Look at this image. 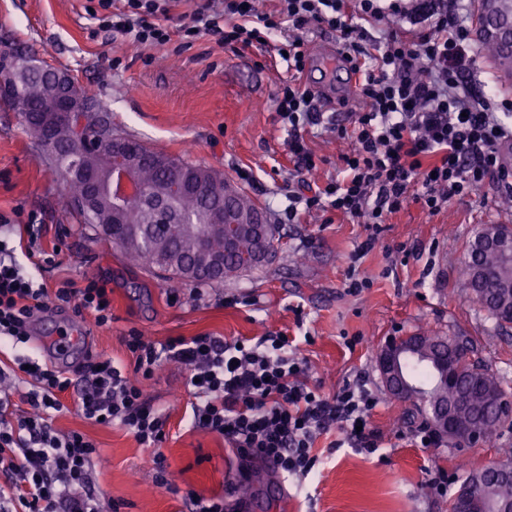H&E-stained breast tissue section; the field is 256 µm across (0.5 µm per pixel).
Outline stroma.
<instances>
[{
  "label": "stroma",
  "instance_id": "1",
  "mask_svg": "<svg viewBox=\"0 0 512 512\" xmlns=\"http://www.w3.org/2000/svg\"><path fill=\"white\" fill-rule=\"evenodd\" d=\"M87 0H0V50L23 44L37 60L66 72L95 95L115 124L157 149L181 154L212 168L264 208L278 225L280 247L269 262L201 290L167 282L127 264L111 243L62 214L63 189L42 160L43 149L25 134L16 112L0 102V212L41 213L44 248L59 247L56 264L42 273L47 286L71 278L98 277L112 289V322L90 321L75 328L89 336L92 352L131 372L122 338L141 331L161 342L171 336L209 334L229 340L285 333L305 359L310 384L332 394L345 380L361 377L378 399L371 425L382 446L371 455L352 448L321 449L320 463L302 480L275 485L261 463L243 466L223 437L197 427L187 370L167 364L148 388L168 417L162 445L173 490L156 486L141 469L145 454L120 426L85 420L75 408L54 414L53 428L85 434L100 451L93 483L121 512H187L186 490L208 497L223 494L228 508L245 512H450L453 495L468 472L497 459L512 445L503 429L493 446L459 450L447 440L423 448L414 429L425 417L395 400L383 384L377 352L390 336L418 329L472 337L478 355L512 392V330L498 329L468 302L458 268L469 241L489 222L512 226V191L487 181L475 194L452 201L439 214L415 204L382 225L375 248L357 262L349 257L370 236L347 217L324 223L322 214L285 224L288 180L295 174L288 156V128L275 112L285 66L262 67V52H234L203 37L190 48H140L119 34L99 30ZM309 145L321 162L310 181L335 177L348 141L314 134ZM252 173L241 180L239 171ZM369 288L348 293L350 275ZM446 473L447 493L431 481Z\"/></svg>",
  "mask_w": 512,
  "mask_h": 512
}]
</instances>
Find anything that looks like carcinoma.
<instances>
[{
    "label": "carcinoma",
    "mask_w": 512,
    "mask_h": 512,
    "mask_svg": "<svg viewBox=\"0 0 512 512\" xmlns=\"http://www.w3.org/2000/svg\"><path fill=\"white\" fill-rule=\"evenodd\" d=\"M17 68L19 76L13 95L7 98L8 106L17 112L27 136L41 145L42 128L29 115L48 110L55 84L64 73L44 64H32L25 56L18 58ZM56 137L54 150L45 151L44 156L47 165L57 171L63 182L65 214L112 242L131 265L175 286L221 283L225 278L254 269L251 258L258 251L263 249L274 254L280 246L279 229L274 224L266 225L261 237L250 231L241 234L236 247L230 250L224 245V237L212 236L206 246L224 256V278L208 275L191 278L182 266L192 262L200 243L199 234L213 221L215 211L226 209L236 216L249 218L263 214L258 204L222 174L141 142L142 163L136 176L144 194L125 198L118 207L104 195L94 206L81 209L76 202L84 197L85 183L75 166L92 170L102 182H108L107 145L101 143L89 150L75 140L66 127L59 128ZM175 169L192 176L200 188L186 190L174 186L170 174ZM116 226L142 228L146 244L113 236L112 229ZM467 253V260L460 265L467 298L494 320L498 328H508L512 323V297L502 288L512 283V266L499 250L487 245L480 233L469 244ZM408 340L420 341L429 352L446 358L458 369L455 384L444 383L437 387L432 369L424 363L415 364V371L423 382L433 388L435 400L446 405L462 400L459 430L448 436V443L454 448L462 447L467 440L465 432L477 428L483 430L482 442L490 443L498 427L505 422L498 417V412L508 403V394L502 380L488 366L466 355L474 351L471 339L455 333L439 336L423 331L408 336ZM497 464L510 472L508 478H500V473L495 471H472L463 484L475 487L480 495L495 496L503 507L512 510V448L501 449Z\"/></svg>",
    "instance_id": "cac0c4a2"
}]
</instances>
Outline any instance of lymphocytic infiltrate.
Returning <instances> with one entry per match:
<instances>
[{
	"mask_svg": "<svg viewBox=\"0 0 512 512\" xmlns=\"http://www.w3.org/2000/svg\"><path fill=\"white\" fill-rule=\"evenodd\" d=\"M463 11V0H276L263 13L255 0H96L92 17L99 29L142 47L175 43L183 49L208 35L224 47H257L280 57L288 75L279 82L276 112L288 128V153L298 172L318 166L306 138L310 129L320 126L351 141L335 179L289 192L286 220L297 224L322 211L375 228L413 203L437 215L487 178L508 176L500 146L512 140L503 120L512 101L491 87L476 91L469 82L472 38ZM378 24L381 36L367 41L366 29ZM316 29L335 33L360 74L355 98L338 101L346 110L342 120L321 111L302 81L309 64L306 37ZM20 223L0 213V344L17 349L14 371L26 372L32 383L23 396L28 409L18 414L0 387V512H119L92 482L96 446L80 432L49 424L64 408L61 394L71 389L84 419L120 426L149 449L146 463L156 485L168 486L160 451L167 418L148 393L166 361L184 366L195 381V421L222 435L243 463L258 460L284 477H304L320 460V437H329L332 450H378L381 438L370 425L377 405L372 391L348 380L336 393L323 394L309 384L303 359L281 333L154 342L133 329L123 339L132 375L88 353L77 383L67 365L32 358L26 349L40 314L68 310L102 327L112 321V290L94 277L65 279L53 288L35 281L15 256L12 235ZM21 224L30 263L38 270L54 265V254L37 245L41 215L29 212Z\"/></svg>",
	"mask_w": 512,
	"mask_h": 512,
	"instance_id": "1",
	"label": "lymphocytic infiltrate"
}]
</instances>
